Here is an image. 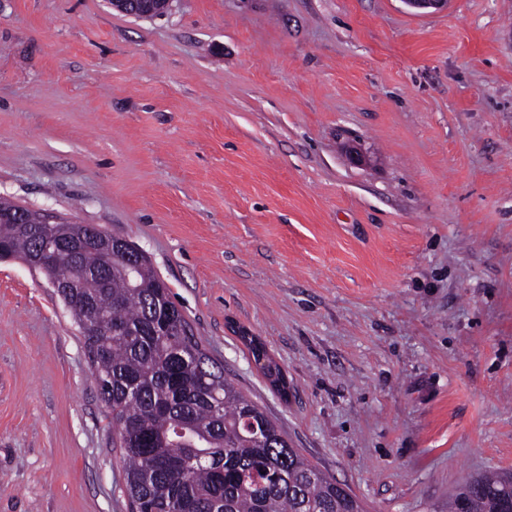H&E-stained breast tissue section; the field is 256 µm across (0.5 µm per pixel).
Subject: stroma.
Returning a JSON list of instances; mask_svg holds the SVG:
<instances>
[{"mask_svg":"<svg viewBox=\"0 0 512 512\" xmlns=\"http://www.w3.org/2000/svg\"><path fill=\"white\" fill-rule=\"evenodd\" d=\"M1 197L137 246L366 512L512 474V0H0ZM113 437L63 303L0 262V512H130ZM171 0H112V8L127 15L150 17L165 13Z\"/></svg>","mask_w":512,"mask_h":512,"instance_id":"35a3bbf8","label":"stroma"}]
</instances>
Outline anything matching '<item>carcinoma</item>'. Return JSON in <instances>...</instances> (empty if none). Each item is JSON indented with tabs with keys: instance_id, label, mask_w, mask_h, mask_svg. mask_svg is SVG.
<instances>
[{
	"instance_id": "obj_1",
	"label": "carcinoma",
	"mask_w": 512,
	"mask_h": 512,
	"mask_svg": "<svg viewBox=\"0 0 512 512\" xmlns=\"http://www.w3.org/2000/svg\"><path fill=\"white\" fill-rule=\"evenodd\" d=\"M0 201V243L30 252L36 235ZM57 232L82 256L112 258L70 275L63 304L81 335L101 400L112 412L125 493L146 512H362L306 460L200 346L148 259L123 262L122 238L91 224ZM198 464L184 472L180 460ZM448 512H512V477H469Z\"/></svg>"
}]
</instances>
